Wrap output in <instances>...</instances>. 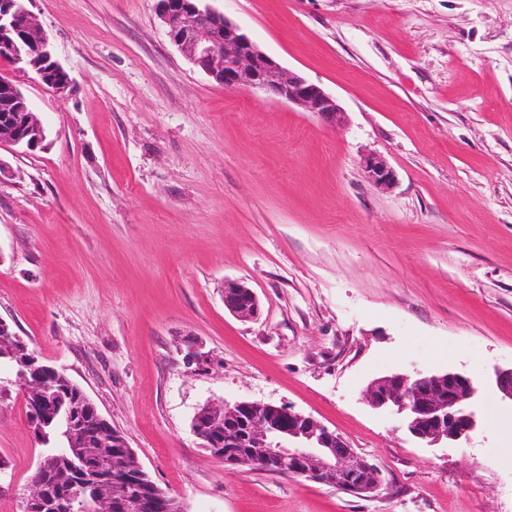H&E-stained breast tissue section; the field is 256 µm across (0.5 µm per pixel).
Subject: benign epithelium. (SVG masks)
<instances>
[{"label": "benign epithelium", "instance_id": "obj_1", "mask_svg": "<svg viewBox=\"0 0 512 512\" xmlns=\"http://www.w3.org/2000/svg\"><path fill=\"white\" fill-rule=\"evenodd\" d=\"M156 11L170 42L199 69L227 90L251 89L267 98L296 105L333 126L346 122V112L321 86L285 70L263 52L231 19L205 4V0H157ZM0 51L10 56L19 71L45 83V65H62L55 59L46 33L24 4L0 0ZM8 101L0 104V143L34 150L46 131L29 98L11 81L0 83ZM366 178L388 187L397 180L395 170L380 156L362 160ZM224 307L241 319L259 313L255 292L237 281L224 283ZM8 344L18 362V379L31 415L42 426L59 420V402H51L46 383L57 370L42 364L35 351L0 319V346ZM491 382L502 400L512 402V367L494 371ZM486 381L483 377L446 371L393 374L373 380L364 397L376 409L398 415L415 439L428 445L468 442L478 431L474 405ZM87 418L72 424L78 441L72 447L83 457L98 459L107 469L100 449L103 429L110 423L86 400ZM192 430L204 448H222L220 458L230 470H263L289 474L356 497L380 494L379 468L336 433L317 420L285 406L239 402L233 406H204L192 419ZM143 479L140 472L123 475L106 484L111 498L108 512H169L178 502L169 492L150 490L134 494L130 483ZM50 491L34 479L21 500V512H33Z\"/></svg>", "mask_w": 512, "mask_h": 512}]
</instances>
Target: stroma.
Wrapping results in <instances>:
<instances>
[{
	"label": "stroma",
	"mask_w": 512,
	"mask_h": 512,
	"mask_svg": "<svg viewBox=\"0 0 512 512\" xmlns=\"http://www.w3.org/2000/svg\"><path fill=\"white\" fill-rule=\"evenodd\" d=\"M156 0H30L76 82L0 60L47 131L0 144V319L82 388L189 512H512V403L485 386L471 442L430 446L364 391L395 372L512 366V0H215L348 114L334 127L228 90ZM382 156L397 182L361 167ZM236 280L260 301L224 306ZM286 405L382 471L377 497L229 472L204 405ZM45 447L0 368V512ZM366 178L377 186L388 187L397 180L395 170L380 156L369 154L362 160ZM224 306L241 319H253L259 313V300L255 292L237 281H225Z\"/></svg>",
	"instance_id": "35a3bbf8"
}]
</instances>
